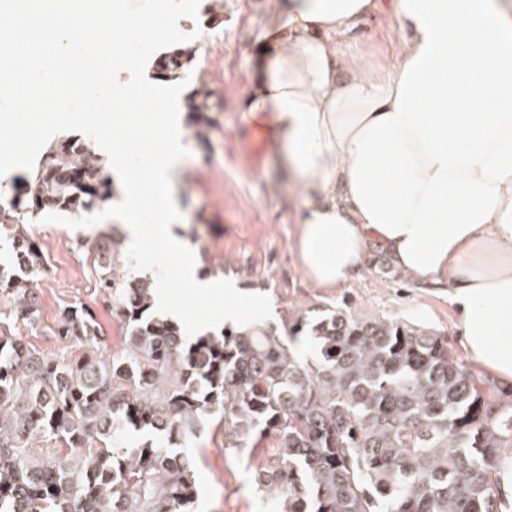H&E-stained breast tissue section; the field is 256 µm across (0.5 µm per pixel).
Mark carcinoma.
Returning a JSON list of instances; mask_svg holds the SVG:
<instances>
[{
    "label": "carcinoma",
    "instance_id": "1",
    "mask_svg": "<svg viewBox=\"0 0 512 512\" xmlns=\"http://www.w3.org/2000/svg\"><path fill=\"white\" fill-rule=\"evenodd\" d=\"M194 57L178 48L156 71L176 79ZM111 195L93 144L68 136L0 199L20 270L0 289L8 317L43 328L27 276L46 255L29 215L82 216ZM117 234L99 229L93 257L129 336L124 355L97 354L101 326L77 302L50 333L85 344L79 358L0 336V512H193L186 450L207 424L241 459L276 436L253 474L265 512H512L499 480L512 467V386L477 375L443 334L333 307L283 333L257 323L188 338L156 313L150 281L116 279ZM303 333L316 339L310 356L294 347Z\"/></svg>",
    "mask_w": 512,
    "mask_h": 512
}]
</instances>
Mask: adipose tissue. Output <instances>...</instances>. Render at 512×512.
<instances>
[{"instance_id": "adipose-tissue-1", "label": "adipose tissue", "mask_w": 512, "mask_h": 512, "mask_svg": "<svg viewBox=\"0 0 512 512\" xmlns=\"http://www.w3.org/2000/svg\"><path fill=\"white\" fill-rule=\"evenodd\" d=\"M374 19L404 41L377 67L351 49ZM262 38L247 111L303 199L304 275L340 287L382 248L512 380V0H274Z\"/></svg>"}]
</instances>
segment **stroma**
<instances>
[{
	"instance_id": "35a3bbf8",
	"label": "stroma",
	"mask_w": 512,
	"mask_h": 512,
	"mask_svg": "<svg viewBox=\"0 0 512 512\" xmlns=\"http://www.w3.org/2000/svg\"><path fill=\"white\" fill-rule=\"evenodd\" d=\"M271 8L270 0H200L197 19L178 25L202 29L199 52L188 67L186 93L203 90L206 112H184L182 142L190 150L172 181L183 217L175 228L181 242L196 252L200 275L222 273L240 290L270 297L272 325L329 306L354 312L421 322L444 334L461 362L469 356L458 339L457 315L448 297L415 287L393 270H381L370 254L363 272L339 288H319L301 271L295 252L299 203L282 178L271 140L255 142L262 116L244 119L242 108L254 72L252 58ZM46 254L48 274L31 284L42 303V322L54 323L63 303L83 302L95 309L104 331V356L128 349L126 329L112 303L98 290L99 269L92 256L96 227L71 230L32 222ZM277 448L264 437L252 458L239 459L224 433L206 428L193 452L198 473L195 512H258L252 472Z\"/></svg>"
}]
</instances>
